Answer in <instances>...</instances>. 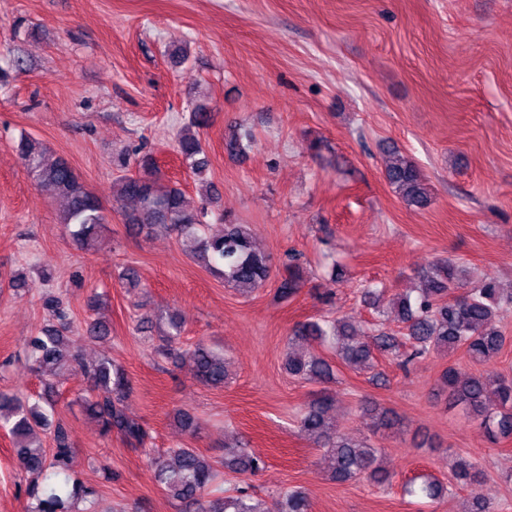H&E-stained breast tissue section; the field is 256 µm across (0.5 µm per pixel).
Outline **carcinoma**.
<instances>
[{"label":"carcinoma","mask_w":512,"mask_h":512,"mask_svg":"<svg viewBox=\"0 0 512 512\" xmlns=\"http://www.w3.org/2000/svg\"><path fill=\"white\" fill-rule=\"evenodd\" d=\"M209 121L206 107L192 109L188 124L176 135V150L182 163L198 180H205L209 162L199 129ZM254 137L240 129L226 142L225 149L238 155L250 149ZM19 158L27 174L40 186L53 190L60 202V219L70 238L82 247H92L101 238L103 212L99 200L87 189L70 164L58 159L45 160V148L35 138L23 135L18 143ZM385 179L393 192L408 206L424 208L430 194L427 181L418 165L395 150L385 168ZM117 196L130 200L134 207L125 212V223L141 232L164 226L178 236L193 241V258L202 267L224 277L247 296L265 285L271 275L273 257L255 247L249 224H237L219 215L221 230L216 234L202 231L205 218L212 212L215 195L210 189L192 206L177 186L162 182L159 168L147 160L135 174L116 178ZM303 285L300 255L290 257L278 291L288 299ZM48 318L25 345L32 366L44 377L41 400L14 391L0 390V428L7 431L19 466L37 472L42 482L27 487L28 512H96L94 492L83 485L77 475V461L70 432L61 420L53 419V377L78 366L86 383L80 396L85 415L97 422L102 435L119 437L134 450L145 454L154 467L162 493L173 504L192 507L200 504L202 494L220 475V462L186 446L170 448L157 456L146 447L148 432L130 416L126 400L130 384L125 370L112 359L102 357L85 362L68 348L72 321L68 304L59 296L43 300ZM512 309V291H503L491 277L474 278L464 266L451 259H436L418 272V285L394 303L395 319L403 324L399 338L383 329L362 338L359 329L344 318L326 317L298 325L290 340H313L330 351L349 369L378 379L376 357L391 354L405 344L410 349L400 354V364L432 354L453 355L462 350L469 365L484 366L474 373L456 362L448 363L440 383L448 393V406L459 407L479 423L493 443L512 437V376L487 369L501 353L505 337L493 326L497 317ZM169 330L163 336L160 354L169 359H189L195 377L207 386L222 387L227 380L224 354L201 343L193 348H176L182 334L179 314L168 317ZM286 370L306 383H319L329 376V363L314 351L288 352ZM332 399L321 395L298 415L299 430L323 450L332 463L331 478L337 483L367 477L380 485L392 482L393 473L383 466L385 449L377 448L368 437L355 438L341 430L331 419ZM375 430L392 428L396 420L388 412L366 409ZM224 469L239 476L254 475L266 466L265 460L248 448H227ZM452 477L465 485L479 482L480 472L469 459L455 455L448 460ZM410 496L438 500L448 496V485L437 479L420 483L411 479L404 485ZM278 512H309L307 493L286 489L279 493ZM202 512H266L258 497L247 486H238L232 495L216 497Z\"/></svg>","instance_id":"obj_1"}]
</instances>
